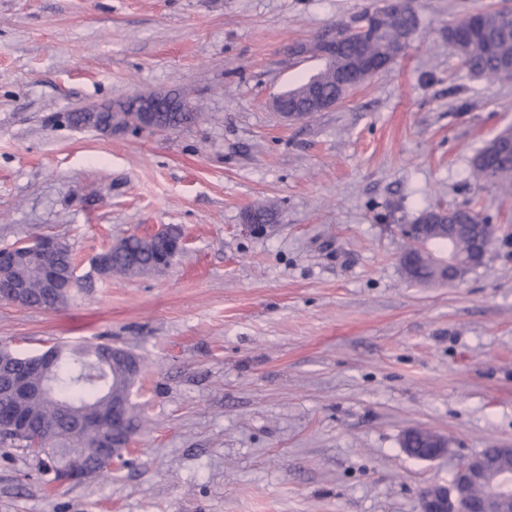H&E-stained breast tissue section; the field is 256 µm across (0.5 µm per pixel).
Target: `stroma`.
Returning a JSON list of instances; mask_svg holds the SVG:
<instances>
[{
	"mask_svg": "<svg viewBox=\"0 0 512 512\" xmlns=\"http://www.w3.org/2000/svg\"><path fill=\"white\" fill-rule=\"evenodd\" d=\"M372 2L0 0V248L50 235L83 275L116 239L185 240L163 272L57 310L0 301V347L20 356L110 342L144 361L125 464L52 486L0 446V512H420L424 486L512 447V198L471 168L512 127V80L474 76L441 36L512 0H412L419 27L388 69L282 121L271 97L324 66L299 45ZM171 90L196 123L50 122ZM466 203L497 229L484 264L407 280L401 225ZM260 204L278 223L246 231ZM414 427L447 455H407ZM418 435H422L427 443L428 450L420 460L432 461L441 458L448 453V438L442 434L422 428H412L404 432L401 438V447L409 454L413 452V448L409 447L410 442Z\"/></svg>",
	"mask_w": 512,
	"mask_h": 512,
	"instance_id": "stroma-1",
	"label": "stroma"
}]
</instances>
